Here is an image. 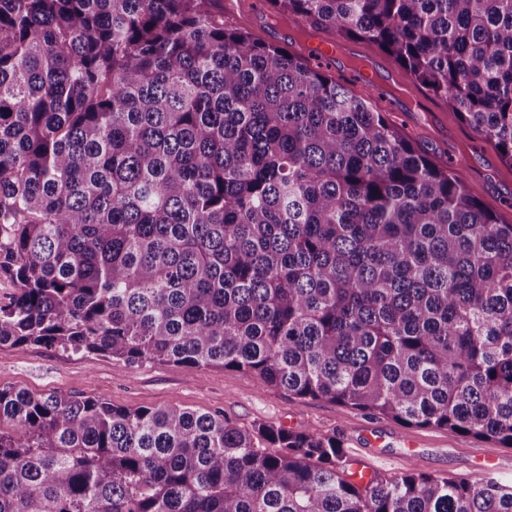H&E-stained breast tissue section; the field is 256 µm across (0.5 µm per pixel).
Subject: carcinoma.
Returning <instances> with one entry per match:
<instances>
[{
    "label": "carcinoma",
    "mask_w": 512,
    "mask_h": 512,
    "mask_svg": "<svg viewBox=\"0 0 512 512\" xmlns=\"http://www.w3.org/2000/svg\"><path fill=\"white\" fill-rule=\"evenodd\" d=\"M219 0H0V345L246 371L512 447V224ZM512 164V0H270ZM334 435L0 388V512H512Z\"/></svg>",
    "instance_id": "cac0c4a2"
}]
</instances>
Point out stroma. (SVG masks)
Here are the masks:
<instances>
[{
    "label": "stroma",
    "instance_id": "35a3bbf8",
    "mask_svg": "<svg viewBox=\"0 0 512 512\" xmlns=\"http://www.w3.org/2000/svg\"><path fill=\"white\" fill-rule=\"evenodd\" d=\"M224 21L263 42L309 57L322 41L336 53L321 69L355 94H368L389 122L420 153L439 165L462 169L467 189L500 223L512 224V166L481 140L441 99L415 86L412 77L372 43L334 30L302 29L273 14L269 0H238ZM36 394L95 397L130 410L179 405L224 412L238 425L267 424L336 436L348 457L376 466L383 476L414 471L442 477L491 478L512 486V448L449 429L409 428L394 420L328 400L302 399L262 385L244 371L145 364L108 356L28 345L0 346V387ZM497 457L498 467L485 463Z\"/></svg>",
    "mask_w": 512,
    "mask_h": 512
}]
</instances>
